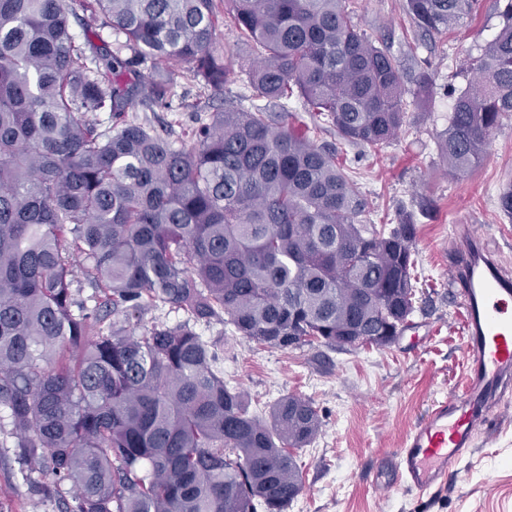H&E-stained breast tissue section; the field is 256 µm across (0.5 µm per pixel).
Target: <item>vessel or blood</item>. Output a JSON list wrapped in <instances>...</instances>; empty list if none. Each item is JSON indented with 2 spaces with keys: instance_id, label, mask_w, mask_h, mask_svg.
Masks as SVG:
<instances>
[{
  "instance_id": "1",
  "label": "vessel or blood",
  "mask_w": 512,
  "mask_h": 512,
  "mask_svg": "<svg viewBox=\"0 0 512 512\" xmlns=\"http://www.w3.org/2000/svg\"><path fill=\"white\" fill-rule=\"evenodd\" d=\"M448 266L451 286L463 300L470 354L462 391L437 404L403 448L382 455L397 482L417 491L456 469L478 428L488 426L512 387V272L498 263L483 236L466 229L455 234Z\"/></svg>"
}]
</instances>
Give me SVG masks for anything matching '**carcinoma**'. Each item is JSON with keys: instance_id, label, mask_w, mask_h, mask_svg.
<instances>
[{"instance_id": "1", "label": "carcinoma", "mask_w": 512, "mask_h": 512, "mask_svg": "<svg viewBox=\"0 0 512 512\" xmlns=\"http://www.w3.org/2000/svg\"><path fill=\"white\" fill-rule=\"evenodd\" d=\"M79 2L82 46L65 0H0V408L19 472L44 475L40 497L71 487L60 512H285L318 412L291 394L252 414L195 323L281 349L399 335L417 226L359 220L367 193L311 133L380 149L407 124V76L346 0H224L255 54L246 92L177 144L133 111L171 108L184 66L224 95L216 0ZM473 3L407 12L434 36ZM502 17L439 137L459 172L512 115V0ZM160 306L187 318L131 327Z\"/></svg>"}]
</instances>
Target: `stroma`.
I'll return each mask as SVG.
<instances>
[{"label":"stroma","mask_w":512,"mask_h":512,"mask_svg":"<svg viewBox=\"0 0 512 512\" xmlns=\"http://www.w3.org/2000/svg\"><path fill=\"white\" fill-rule=\"evenodd\" d=\"M353 3L361 27L388 46L410 76L427 74L431 92L411 99L406 126L378 152L348 145L331 130L316 134L315 142L346 157L353 179L369 193L367 220L393 223L398 211L412 214L417 287L425 306L382 348L279 349L248 341L220 321L197 331L217 344V369L248 398L253 414L267 416L275 401L296 394L321 416L316 439L297 453L303 489L286 512H512V394L503 398L490 431L478 432L457 471L429 491L395 484L379 458L381 451L403 447L414 426L454 395L462 380L469 358L463 309L442 256L455 243L456 226L485 235L512 271V219L498 207L502 189L512 182V116L494 131L481 164L467 173L452 170L437 149L455 97L470 78L467 62L480 56L502 26L504 0H478L448 33L420 38L406 0ZM177 85L187 95L185 106L147 111L143 118L182 138L197 111L209 114L224 104L205 99L189 74H180ZM16 471L12 438L1 428L0 512H59L55 501L35 496Z\"/></svg>","instance_id":"1"}]
</instances>
